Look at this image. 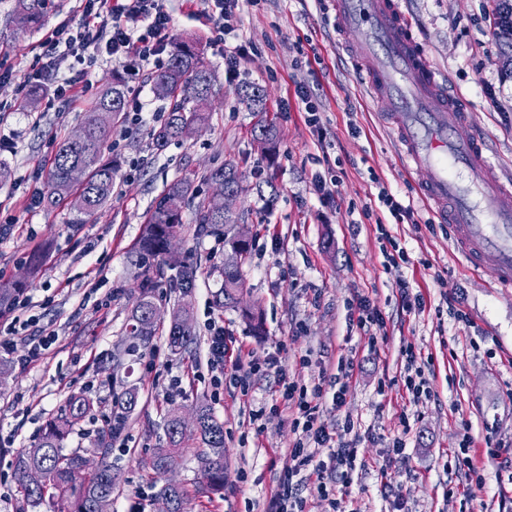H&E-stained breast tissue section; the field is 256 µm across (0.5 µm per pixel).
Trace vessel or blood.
<instances>
[{"mask_svg":"<svg viewBox=\"0 0 512 512\" xmlns=\"http://www.w3.org/2000/svg\"><path fill=\"white\" fill-rule=\"evenodd\" d=\"M333 10L341 41L361 47L357 81L391 104L382 122L404 163L428 172L420 196L464 260L512 289V182L493 173L484 138L468 131L466 105L419 50L399 0H333Z\"/></svg>","mask_w":512,"mask_h":512,"instance_id":"1","label":"vessel or blood"}]
</instances>
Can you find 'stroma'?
Instances as JSON below:
<instances>
[{
    "mask_svg": "<svg viewBox=\"0 0 512 512\" xmlns=\"http://www.w3.org/2000/svg\"><path fill=\"white\" fill-rule=\"evenodd\" d=\"M173 21L171 43L191 41L204 51L213 72L209 120L187 139L156 150L150 131L159 126L167 101L154 89L153 70H138L127 58H114L88 72L94 90L118 79L139 91L145 104L140 125L113 129L110 144L119 157L118 187L111 201L87 223L69 221V207H30L33 193L46 192V169L56 143L81 124L83 103L41 99L35 109L16 106L22 97L15 82L0 84V166L8 172L0 182V278L23 276L30 256L41 255V268L26 289L31 320L15 337L17 354L26 338L55 333L57 340L43 357L28 366L10 363L0 376V434L13 438L0 447V512H18L21 499L12 462L37 441L46 423L68 397L84 391L94 409L77 425L66 448L101 463L97 431L112 417L113 401L123 386L134 385L140 402L125 421V447L113 449L110 463L117 489L111 512H158L147 481L148 464L163 435L160 412L181 408L190 415L195 401L210 405L224 424L227 460L224 492L212 498L194 496L201 472L193 445L176 456L168 473L189 491L185 512H263L282 476L283 459L295 436L286 417L269 416L263 433L249 423L252 408L268 401L280 373L256 379L249 394L232 383L214 389L206 365V325L223 323L237 340L242 357L277 356L282 373L302 384L335 372L339 357L355 355L359 367L341 409L324 404L322 419L340 431L352 419L362 436L360 452L368 467L355 476L350 499L354 512H390L378 481L387 469L406 489L408 512H512V476L501 463L512 460V292L493 288L489 271L467 269L453 253L451 230L433 224L418 188L424 173H408L399 147L379 115L383 101L373 100L357 83L350 61L357 47L338 43L330 0H241L234 31L217 42L205 0H166ZM15 0H0V60L28 66L46 31L72 18L76 0H48L41 28L22 32L11 21ZM413 22L418 46L453 89L466 99L474 128L484 134L497 171L512 175V77L502 68L504 47L494 34L493 0H403ZM241 52L235 74L224 68L225 49ZM247 83L261 86L266 106L280 131L279 156L269 161L252 130L259 117L238 95ZM321 99L331 146L322 149L316 132L297 107L282 111L296 87ZM343 159L339 197L322 201L312 178ZM241 174L240 210L250 231L251 250L242 265L247 292L243 305H257L263 330L255 332L239 310L220 308L224 243L196 233L192 210L183 214L175 239L178 255L196 269L189 297L160 284L155 301L170 316L179 300H188L196 342L186 353H171L165 336L149 348L129 350L127 313L136 293L140 268L134 253L155 198L179 178H190L201 195L209 184L202 174L224 163ZM382 182L415 214L411 224L389 230L409 250L413 265L385 263L374 225L360 221L352 204L368 200ZM273 184L275 199L264 205L257 190ZM410 280L425 301V310L409 315L399 306L401 280ZM462 296L470 323L454 322L439 313L445 292ZM368 296L386 325L378 351L362 348L360 332L349 320V302ZM414 347L433 357L435 375L430 396L412 399L400 385V350ZM310 355L300 367L301 355ZM412 427L402 455L387 445L401 415ZM471 436V453L483 473L484 489L470 501L448 496L453 456L463 436ZM500 443L498 458L485 453L486 438Z\"/></svg>",
    "mask_w": 512,
    "mask_h": 512,
    "instance_id": "stroma-1",
    "label": "stroma"
}]
</instances>
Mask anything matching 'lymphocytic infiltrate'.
Wrapping results in <instances>:
<instances>
[{
	"mask_svg": "<svg viewBox=\"0 0 512 512\" xmlns=\"http://www.w3.org/2000/svg\"><path fill=\"white\" fill-rule=\"evenodd\" d=\"M76 15L77 23H61L46 33L33 65L18 74L0 69V81L18 79L23 89L44 83L67 52L78 68L57 82L53 96L75 102L89 94L88 71L105 56L134 58L158 69L164 67L172 24L164 0H78ZM232 343L222 324H209L207 367L218 373L229 372L241 392H248L254 376L279 365L273 356L243 360L234 355ZM355 369L354 359H340L334 376L309 388L280 377L267 410L253 411V420L258 421L268 410L277 412L291 405L297 409L291 425L299 438L284 459L282 477L265 512H312L316 505L327 512H347L354 474L366 466L358 448L360 438L349 419L342 433L330 430L321 420V408L327 398L334 408L344 406Z\"/></svg>",
	"mask_w": 512,
	"mask_h": 512,
	"instance_id": "obj_1",
	"label": "lymphocytic infiltrate"
}]
</instances>
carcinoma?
Masks as SVG:
<instances>
[{"label": "carcinoma", "instance_id": "obj_1", "mask_svg": "<svg viewBox=\"0 0 512 512\" xmlns=\"http://www.w3.org/2000/svg\"><path fill=\"white\" fill-rule=\"evenodd\" d=\"M44 8L45 0H17V29L25 31L40 24L44 19ZM495 10L497 36L505 46L512 48V0H496ZM245 88L249 94L243 101L249 110L266 114L263 89L256 84H247ZM154 89L159 97L170 101L164 122L150 132L153 145L161 150L173 140L189 137L196 126L206 121L205 113L191 109L189 103L201 91L212 89V71L197 49L182 43L172 51L167 67L155 75ZM126 112L127 91L120 82L112 80L103 86L95 102L84 112L85 142L76 145L65 138L58 145L43 201L47 206L55 207L60 201L74 197L72 224L86 223L88 217L112 200L119 164L116 159L104 156L103 147L112 127L124 118ZM254 132L260 137H269L271 154L268 159L275 160L279 144L276 125L263 118ZM75 165L83 169L84 179L70 183L68 171ZM235 171L236 166L225 163L207 171L204 180L224 178L237 186L239 182L232 181ZM186 208L195 212L197 235L222 237L224 245L236 246L242 254L248 252L249 242L241 243L236 239L233 225L224 221V215L210 211L207 201L198 196L190 180L179 179L168 184L157 199L137 243L144 272L139 293L131 301L128 327L129 335L143 346L149 344L161 328L159 308L153 301L154 288L164 280L170 287L182 291L194 287L193 268L186 266L179 256L170 254L168 249L169 237L180 229ZM220 276L222 286L215 294L216 304L221 308L238 307L239 297L245 290L241 268H223ZM25 286L22 281L0 282V305L12 302ZM167 336L173 353L186 351L196 336L191 315H186L181 323L170 322ZM137 405V388L123 390L115 402L116 416L126 419ZM92 410L93 401L85 392L72 394L60 415L48 424L34 446L17 457L14 475L21 492L19 512H40L42 507L48 508L49 512H104L102 504L112 502V465L105 462L112 451V429H105L98 435L97 450L104 461L94 470L86 468L87 459L79 453L65 451L70 431ZM193 413L197 415V423L189 427L181 422L179 409L167 410L163 417L165 440L154 449L149 470L151 479L157 480L164 473L169 456L191 438L198 445L197 459L202 473V481L196 486L195 493L209 496L224 490V424L203 401L196 403ZM33 468L45 472L44 485L34 487L28 483L27 473ZM155 496L168 499L171 512H184L187 491L182 486L165 483L157 489Z\"/></svg>", "mask_w": 512, "mask_h": 512}]
</instances>
